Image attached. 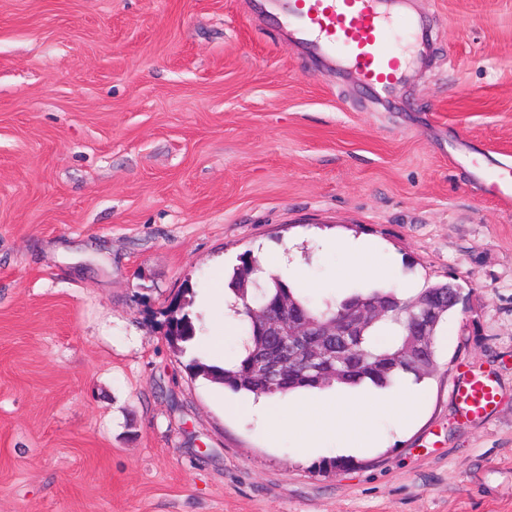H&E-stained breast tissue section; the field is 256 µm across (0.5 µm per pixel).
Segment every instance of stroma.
<instances>
[{
	"label": "stroma",
	"instance_id": "stroma-1",
	"mask_svg": "<svg viewBox=\"0 0 512 512\" xmlns=\"http://www.w3.org/2000/svg\"><path fill=\"white\" fill-rule=\"evenodd\" d=\"M263 0H0V512H512V207L465 156L512 154V0H410L428 39L390 100L289 46ZM362 238L462 302L421 413L322 471L193 376L203 303L293 248L312 296ZM192 288L174 354L164 311ZM498 390L465 416L469 374ZM454 396L467 415L482 417L496 405L497 388L490 378L473 375L455 387Z\"/></svg>",
	"mask_w": 512,
	"mask_h": 512
}]
</instances>
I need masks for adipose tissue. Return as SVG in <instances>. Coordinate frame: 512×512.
Listing matches in <instances>:
<instances>
[{"label": "adipose tissue", "instance_id": "obj_1", "mask_svg": "<svg viewBox=\"0 0 512 512\" xmlns=\"http://www.w3.org/2000/svg\"><path fill=\"white\" fill-rule=\"evenodd\" d=\"M342 248L351 259L342 274L343 280L393 278L400 290L413 291L414 284L410 279L395 278L393 259L380 257L378 249L367 241L353 239L343 243ZM420 404L419 393L411 386L402 385L375 399L317 389L309 399L301 401L277 394L248 405L247 410L262 419L287 420L289 426L302 433L303 447L316 448L326 435L336 431L340 432L346 445L374 444L378 436L375 424L379 417L403 421L414 414Z\"/></svg>", "mask_w": 512, "mask_h": 512}]
</instances>
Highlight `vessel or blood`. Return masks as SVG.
Instances as JSON below:
<instances>
[{"mask_svg": "<svg viewBox=\"0 0 512 512\" xmlns=\"http://www.w3.org/2000/svg\"><path fill=\"white\" fill-rule=\"evenodd\" d=\"M268 6L282 16L290 46L353 74L381 100L396 93L404 74L402 58L389 46L394 30L425 41L406 0H269ZM454 396L467 415L481 417L496 405L497 388L474 375L455 387Z\"/></svg>", "mask_w": 512, "mask_h": 512, "instance_id": "vessel-or-blood-1", "label": "vessel or blood"}]
</instances>
